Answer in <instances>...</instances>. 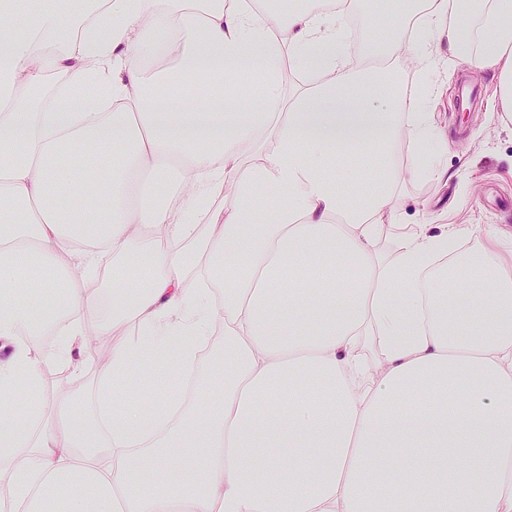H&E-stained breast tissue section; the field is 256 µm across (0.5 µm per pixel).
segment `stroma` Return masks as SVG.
Returning a JSON list of instances; mask_svg holds the SVG:
<instances>
[{
  "label": "stroma",
  "instance_id": "obj_1",
  "mask_svg": "<svg viewBox=\"0 0 512 512\" xmlns=\"http://www.w3.org/2000/svg\"><path fill=\"white\" fill-rule=\"evenodd\" d=\"M368 25L350 30L348 58L359 64L373 57L376 43L368 37L369 26H386L388 11L381 0H371ZM441 53L449 57L448 92L442 100L432 101L430 110L436 126L448 136V144L442 159L448 168L447 183H439L416 172L418 157L429 154L430 145H423L420 154L400 152L398 161L403 174L393 203L395 211L406 222L416 220L414 204L429 202L444 224H495L512 230V121L501 122L498 114L484 110L463 111L456 105L457 88L460 84L474 85L481 101H488L495 92L498 78L493 70L476 71L470 66L452 61L449 45H442ZM101 312L83 315V349L93 361V368L80 377L46 364L42 367L45 387L50 398L56 399L80 390L84 404H91L96 392L97 365L107 362L112 347L118 339L132 335L134 326H126L115 335L100 333Z\"/></svg>",
  "mask_w": 512,
  "mask_h": 512
}]
</instances>
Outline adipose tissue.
Listing matches in <instances>:
<instances>
[{
  "instance_id": "1",
  "label": "adipose tissue",
  "mask_w": 512,
  "mask_h": 512,
  "mask_svg": "<svg viewBox=\"0 0 512 512\" xmlns=\"http://www.w3.org/2000/svg\"><path fill=\"white\" fill-rule=\"evenodd\" d=\"M354 0H0V490L12 512H512V232L381 223L395 152L434 142L449 59L498 72L512 112V0H402L399 37L350 67ZM313 74L293 95L285 69ZM192 183L183 193V183ZM394 249L384 254L383 240ZM192 251H185V244ZM112 255L96 412L50 401L83 371L67 278ZM37 283L19 306L11 289ZM464 300L448 317L441 296ZM224 346L195 377L199 348ZM52 335L31 347L29 337ZM373 339L376 365L363 348ZM194 376L195 406L112 415L144 351Z\"/></svg>"
}]
</instances>
